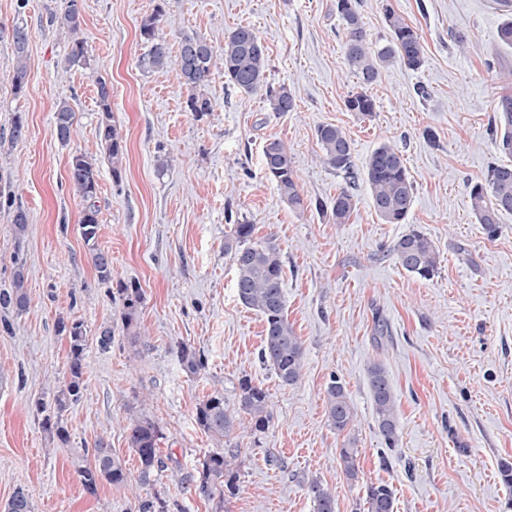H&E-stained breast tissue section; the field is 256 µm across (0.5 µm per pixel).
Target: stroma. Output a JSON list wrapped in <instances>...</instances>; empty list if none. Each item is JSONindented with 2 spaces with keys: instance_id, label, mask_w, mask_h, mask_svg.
I'll return each instance as SVG.
<instances>
[{
  "instance_id": "35a3bbf8",
  "label": "stroma",
  "mask_w": 512,
  "mask_h": 512,
  "mask_svg": "<svg viewBox=\"0 0 512 512\" xmlns=\"http://www.w3.org/2000/svg\"><path fill=\"white\" fill-rule=\"evenodd\" d=\"M156 34L170 51L183 36L215 48L233 28H254L269 59L268 80L286 85L296 109L278 114L264 91L250 94L214 71L204 87L214 110L196 118L174 71L146 68L142 20L155 3ZM368 39L385 44L384 9L421 37L423 65L395 63L366 89L369 117L348 111L361 89L348 69L334 0H79L88 63L69 61L71 34L59 18L65 0H0V288L9 287L15 252L26 258L28 307L0 327V512L16 491L33 512H136L162 497L168 512H314L305 490L318 477L336 512H367L366 489L388 484L394 512H512L502 463H512V214L496 233L478 224L469 189L505 162L491 132L496 103L512 75V48L498 46L502 21L492 0H358ZM29 32L26 85L15 92L14 26ZM466 35L459 50L458 35ZM112 91V122L123 156L111 166L100 145L97 81ZM75 112L68 142L54 133L60 104ZM22 115L26 136L11 138ZM331 123L363 167L383 142L401 150L416 187L407 223L375 215L365 184L349 223L314 209H289L263 176L262 148L288 144L304 198L331 201L347 179L319 163L316 128ZM99 169V248L112 257V280L99 281L79 222L85 203L69 180L73 156ZM28 215L24 244L11 230L15 208ZM273 237L284 261L287 316L305 351L300 380L282 384L259 358L263 324L243 306L224 241L235 224ZM438 255L424 280L391 253L409 229ZM135 283L142 301L126 324L118 283ZM82 320L88 336L85 391L62 414L68 447L52 442L32 403L67 376L69 346L59 316ZM383 333H376V320ZM111 328L112 346L97 336ZM204 369L187 373L180 345ZM382 364L398 403L395 447L374 421L368 368ZM251 377L271 401L262 431L241 423L218 442L196 422L213 392L239 411L238 381ZM341 383L355 410L358 476L339 464L345 440L328 423L325 391ZM136 418L155 422L165 467L138 481L127 442ZM125 464L128 482L87 493L72 461L99 436ZM237 454L234 494L223 505L196 490L201 462L217 448Z\"/></svg>"
}]
</instances>
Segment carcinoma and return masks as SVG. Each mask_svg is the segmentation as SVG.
<instances>
[{
  "label": "carcinoma",
  "mask_w": 512,
  "mask_h": 512,
  "mask_svg": "<svg viewBox=\"0 0 512 512\" xmlns=\"http://www.w3.org/2000/svg\"><path fill=\"white\" fill-rule=\"evenodd\" d=\"M504 12V19L497 30L499 44L512 47V0H496ZM336 14L343 21L344 51L349 69L357 76L364 88L374 84L382 70L399 62L409 69L421 67L424 48L419 34L408 26L394 10L385 7L390 34L386 45L373 49L368 45L366 31L358 9V0H335ZM162 13L158 7L146 17L140 26V35L149 44L145 63L153 69H172L187 85L190 94L187 110L201 118L214 111L211 98L202 87L216 69L224 70V80L234 88L253 93L265 89L266 100L271 111L293 112L296 103L293 95L283 85L273 86L268 82L267 47L255 29L240 25L224 38V48L217 52L206 39L192 34L183 36L176 54H171L167 45L156 37V22ZM61 23L72 34L70 62L87 64L86 42L79 37L81 13L78 0H68ZM29 34L25 27L17 26L12 32L13 52L16 67L13 75L15 91L20 92L26 84L27 49ZM112 94L107 82H97V103L102 113L99 127L101 148L108 161L119 163L123 155L122 139L112 125ZM350 112L369 116L374 112L375 102L364 91L350 94L345 102ZM500 136L496 140L498 150L512 157V95L499 96L496 105ZM74 125V111L67 104L58 106L55 112L54 132L57 139L65 143L70 140ZM317 142L321 149L319 160L323 164L342 171L348 179L330 202L332 220L346 224L357 207L353 192L356 182L363 181L368 187L372 208L385 224H404L412 211L415 187L405 159L397 146L385 142L376 147L362 167L355 169L351 141L340 127L321 124L316 129ZM263 172L273 182L281 198L295 211H304L315 206L324 210L321 201H308L300 193L298 175L293 168L288 146L279 139L266 141L263 146ZM69 178L76 192L86 202L80 221V232L89 248L91 262L99 279L112 281V258L98 248L99 211L94 204L99 189V167L95 159L83 154L72 157ZM469 199L478 223L488 232L497 230L503 215L512 213V164L491 167L486 182H477L470 187ZM12 232L20 244L28 232V216L18 207L11 219ZM253 224H236L231 235L224 241V253L232 255L236 267V292L243 306L257 312L265 324V336L260 350V359L269 366L284 385L298 382L304 367V348L296 336L286 315V300L283 290L284 269L279 246L270 238L258 239ZM398 263L407 272L423 279L437 273L438 256L432 241L421 231L411 229L393 245ZM14 272L9 288L0 289V310L22 313L28 306L25 287V261L14 257ZM118 293L125 307L133 310L141 300V288L136 284H121ZM57 331L69 345L68 376L63 385L52 390L50 399L39 397L34 402L37 413L43 415V428L52 440L61 445L69 443L70 435L62 423V413L78 402L84 393V351L87 333L84 323L78 319L60 317ZM180 361L185 370L195 375L204 368V361L197 351L183 344L179 350ZM368 381L373 401L374 420L380 435L388 447H393L397 434L398 417L396 397L383 366L372 364L368 369ZM239 411L249 416V424L256 431H263L271 420L269 396L265 389L252 382L248 376L239 379ZM326 415L332 428L338 432L352 429L356 414L350 404L344 386L331 382L326 390ZM198 425L208 435L222 440L233 432L236 417L224 408V394L216 392L197 407ZM161 438L155 422L142 418L131 423L128 444L140 461L139 481L150 484L164 468L158 454ZM358 448L355 440L348 441L339 451L340 464L345 474L355 479L358 475ZM236 459L233 449L206 455L202 462L198 492L205 498L224 503L225 494H234L236 489ZM76 470L84 490L90 494L97 491L100 482L124 485L128 474L121 459L112 454L108 440L100 437L93 448V461L76 460ZM307 492L314 503V512H336V500L317 478L306 483ZM368 512H394L395 498L392 488L386 483L372 484L366 492ZM6 512H32L27 494L17 491L9 500Z\"/></svg>",
  "instance_id": "carcinoma-1"
}]
</instances>
